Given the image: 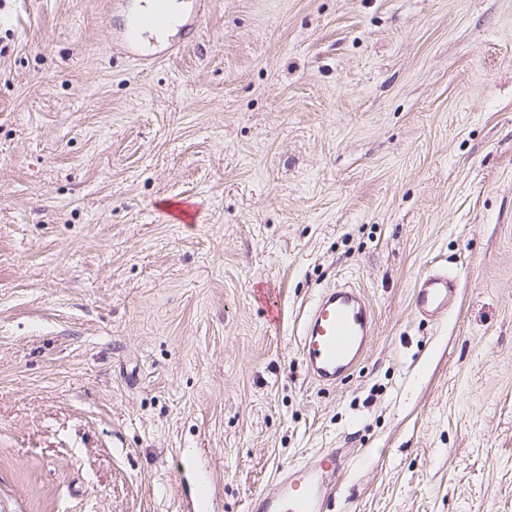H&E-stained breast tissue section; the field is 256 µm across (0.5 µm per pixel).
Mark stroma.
Instances as JSON below:
<instances>
[{"mask_svg":"<svg viewBox=\"0 0 512 512\" xmlns=\"http://www.w3.org/2000/svg\"><path fill=\"white\" fill-rule=\"evenodd\" d=\"M112 2L0 0V512H183L191 471L249 512L326 448L327 512H512V0H204L146 60ZM455 285V278L445 270L421 278L414 291L416 311L430 317L442 316L448 310V297L454 292ZM373 314L355 289H327L315 299L302 326L299 352L309 373L334 386L358 364L373 334Z\"/></svg>","mask_w":512,"mask_h":512,"instance_id":"35a3bbf8","label":"stroma"}]
</instances>
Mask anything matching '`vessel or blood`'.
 Returning a JSON list of instances; mask_svg holds the SVG:
<instances>
[{
  "mask_svg": "<svg viewBox=\"0 0 512 512\" xmlns=\"http://www.w3.org/2000/svg\"><path fill=\"white\" fill-rule=\"evenodd\" d=\"M149 9L131 12L122 31L126 51L141 55L149 31L169 21L170 0H149ZM455 279L438 270L421 278L414 291L417 312L440 317L448 310ZM373 314L354 288L339 286L321 292L302 326L299 352L309 373L322 385L340 382L358 364L373 333ZM344 461L342 450L317 453L307 461L288 466L272 491L256 494L251 512H324L337 472Z\"/></svg>",
  "mask_w": 512,
  "mask_h": 512,
  "instance_id": "1",
  "label": "vessel or blood"
}]
</instances>
